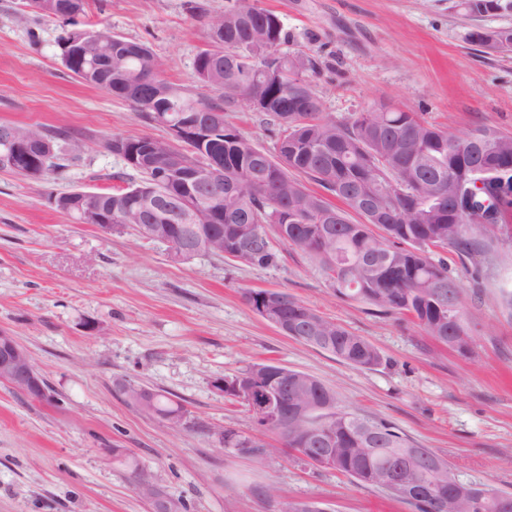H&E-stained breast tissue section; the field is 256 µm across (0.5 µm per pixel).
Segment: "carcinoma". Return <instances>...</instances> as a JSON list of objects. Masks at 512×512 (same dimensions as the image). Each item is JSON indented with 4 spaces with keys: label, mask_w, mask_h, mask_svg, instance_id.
I'll return each mask as SVG.
<instances>
[{
    "label": "carcinoma",
    "mask_w": 512,
    "mask_h": 512,
    "mask_svg": "<svg viewBox=\"0 0 512 512\" xmlns=\"http://www.w3.org/2000/svg\"><path fill=\"white\" fill-rule=\"evenodd\" d=\"M489 0H457L456 6L467 4L463 12L482 17L489 14ZM88 0L71 4V16H59L67 26H82ZM252 10L247 0H233L219 20L224 22V36L209 38L208 48L194 61L195 72L201 66L210 67L208 77L200 79L224 96V103L196 99L183 88L162 77L163 62L142 43L127 60L126 68L147 79L153 95L135 98L124 86L112 82L110 94L132 102L144 119L155 121L157 112H189L210 116L215 143L224 146V177L235 173L242 161L258 154L257 146L237 135L229 141L224 132L229 125L224 120L223 105H232L242 94L251 90L250 73L266 64L274 47L288 55L295 64L296 74L318 75L321 62L315 55L288 48L290 38L283 24L275 28L273 44L263 42V29L274 13L259 8L250 20L242 23L241 13ZM494 37L512 42V27L495 29L476 28L468 33L469 42L485 47ZM239 57L236 68L224 64V54ZM63 65L82 82L99 86L91 68L68 61ZM267 129L277 138L288 134L296 143L297 151H280L263 157L261 167L253 172L268 171L264 185L247 190L248 209L243 218L204 224L207 234L224 236V252H231L241 229L255 225L260 236L254 240L249 266L269 268L278 265L280 253L277 244H289L305 253L320 266L324 276L336 270L331 284L334 294L363 303L380 313L398 312L413 316L425 332L442 343L459 328L467 332L463 321V301L459 284L448 274V263L430 256V248H452L459 255H469L481 246L479 234L497 226L512 211V175L507 187H501L500 168L512 167V136L499 134L500 152L488 154L478 148L469 150L468 136H480L491 128L484 126L470 134L457 135L419 119L415 113L358 112L347 121H335L324 116L323 102L315 90L305 97L288 95L279 109L263 113ZM409 139L424 153V165L415 167L411 157L403 152L399 142ZM157 155L146 156L136 165H125V171L111 175V179L126 184L97 192L100 204L112 208V223L124 209L130 192L147 189L141 197L147 211L154 217V232L169 233L185 246H192L196 233L192 229L186 194L170 191L158 180L165 178L160 158L178 154L184 162H197L196 151L189 145L173 147L158 141ZM8 154L14 171L29 176L39 169L41 174L61 173L65 158L54 152L41 162L40 155L0 149ZM309 179L325 191L341 199L350 209L359 195H374L373 206L387 213L377 223L368 218L358 222L345 210L327 200L304 184ZM480 181L483 187L472 192L470 188ZM288 212V223L274 219V215ZM275 315L290 325L301 326L309 319L317 323L329 336L324 342H311L304 337L299 342L326 352L355 367L373 368L381 364L379 350L343 326L319 315L313 308L286 291L276 293ZM281 366L272 362L255 363L231 381L242 384L252 381L262 388L275 391L283 386L306 394L322 402L336 400L334 393L318 379L305 374L297 379L280 375ZM145 395L152 401V416L157 419L169 415H184L181 403L156 391ZM288 421L287 432H278L277 426L267 428L288 441L298 453L318 447L313 439L304 440L290 416V406L283 407ZM336 444L331 448L327 468L349 476L357 482L386 488L382 468L399 453L411 447V440L391 424L363 418L344 408L336 418ZM224 447L233 448L248 456L261 441L235 430H224ZM441 459L429 448H422L417 463L406 472L408 482L415 490L404 494L392 491L408 504L413 512H439L438 500L448 503L452 512H468V498L460 494V487L448 486V476L432 473L429 464ZM473 512H512V493L498 491L496 499L484 500Z\"/></svg>",
    "instance_id": "obj_1"
}]
</instances>
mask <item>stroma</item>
I'll use <instances>...</instances> for the list:
<instances>
[{
  "label": "stroma",
  "mask_w": 512,
  "mask_h": 512,
  "mask_svg": "<svg viewBox=\"0 0 512 512\" xmlns=\"http://www.w3.org/2000/svg\"><path fill=\"white\" fill-rule=\"evenodd\" d=\"M192 0H88L85 21L145 43L170 82L213 99L194 61L208 46ZM296 49L322 62L313 85L328 118L387 99L465 134H512V54L466 41L475 27H512V8L481 18L456 0H259ZM60 23L0 0V124L68 131L61 174L0 169V330L42 373L50 397L0 382V512H151L113 449L180 501V512H284L298 500L326 512H411L390 492L304 464L279 435L262 434L241 401L215 388L271 361L323 382L339 405L395 425L447 460L461 480L512 492V213L469 256L444 250L462 288L467 350L429 336L409 315L381 314L335 296L318 265L292 245L250 267L221 256L174 262L165 246L74 223L53 194L109 187L123 161L113 136L165 138L129 101L77 79L62 64ZM224 119L268 153L277 139L247 103ZM283 290L376 346L364 369L287 338L256 314L251 290ZM132 385L179 401L172 430L129 402ZM263 439L264 461L223 447L220 431Z\"/></svg>",
  "instance_id": "1"
}]
</instances>
